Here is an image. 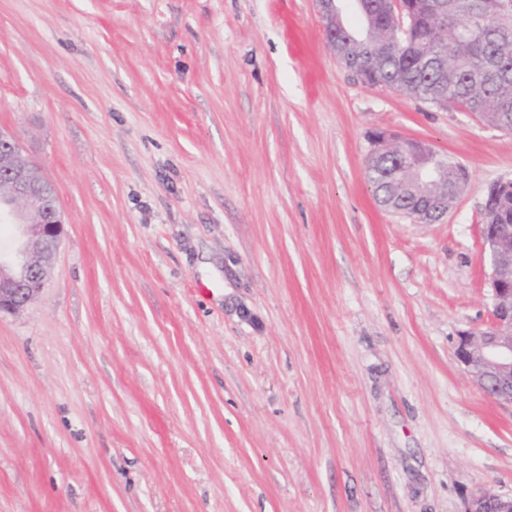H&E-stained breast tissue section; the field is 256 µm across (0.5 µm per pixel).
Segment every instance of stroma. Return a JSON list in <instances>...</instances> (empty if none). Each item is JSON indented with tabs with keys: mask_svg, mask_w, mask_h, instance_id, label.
<instances>
[{
	"mask_svg": "<svg viewBox=\"0 0 512 512\" xmlns=\"http://www.w3.org/2000/svg\"><path fill=\"white\" fill-rule=\"evenodd\" d=\"M54 186L51 275L0 315V512H463L512 495L481 210L512 134L370 87L313 0H0V126ZM376 131L466 166L385 211ZM464 512H512V497L484 490L467 500Z\"/></svg>",
	"mask_w": 512,
	"mask_h": 512,
	"instance_id": "obj_1",
	"label": "stroma"
}]
</instances>
